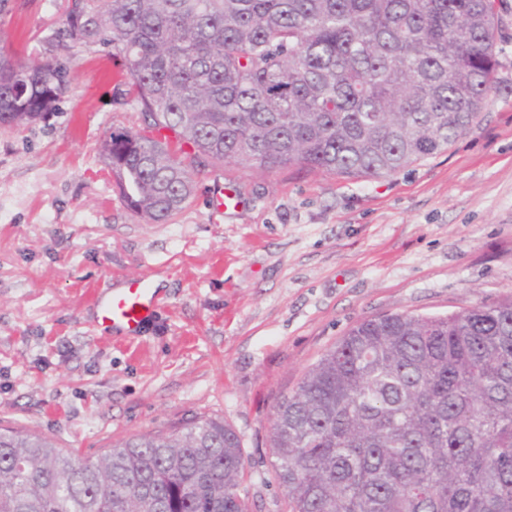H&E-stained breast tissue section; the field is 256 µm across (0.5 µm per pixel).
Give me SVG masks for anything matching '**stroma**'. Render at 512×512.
Here are the masks:
<instances>
[{
    "label": "stroma",
    "instance_id": "35a3bbf8",
    "mask_svg": "<svg viewBox=\"0 0 512 512\" xmlns=\"http://www.w3.org/2000/svg\"><path fill=\"white\" fill-rule=\"evenodd\" d=\"M60 15L16 0L0 47ZM499 16L497 88L446 150L379 179L228 165L165 224L124 207L101 153L138 124L123 59L77 55L49 121L0 128V428L95 461L217 417L241 440L248 512H288L272 415L322 353L373 316L512 293V0ZM220 185L237 209H215ZM145 276L164 303L142 336L96 331V289Z\"/></svg>",
    "mask_w": 512,
    "mask_h": 512
}]
</instances>
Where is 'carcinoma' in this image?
I'll return each instance as SVG.
<instances>
[{"label": "carcinoma", "mask_w": 512, "mask_h": 512, "mask_svg": "<svg viewBox=\"0 0 512 512\" xmlns=\"http://www.w3.org/2000/svg\"><path fill=\"white\" fill-rule=\"evenodd\" d=\"M60 9L37 56L0 50V127L53 116L76 55L122 57L142 129L110 133L103 153L124 206L151 224L226 164L392 175L473 126L500 67L497 0ZM269 442L288 512H512V295L363 320L277 403ZM244 467L218 418L133 436L96 462L4 430L0 512H247Z\"/></svg>", "instance_id": "1"}]
</instances>
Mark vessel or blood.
<instances>
[{
	"instance_id": "obj_1",
	"label": "vessel or blood",
	"mask_w": 512,
	"mask_h": 512,
	"mask_svg": "<svg viewBox=\"0 0 512 512\" xmlns=\"http://www.w3.org/2000/svg\"><path fill=\"white\" fill-rule=\"evenodd\" d=\"M95 305L96 324L103 332L135 338L155 317L160 296L151 278H139L126 287L97 293Z\"/></svg>"
}]
</instances>
